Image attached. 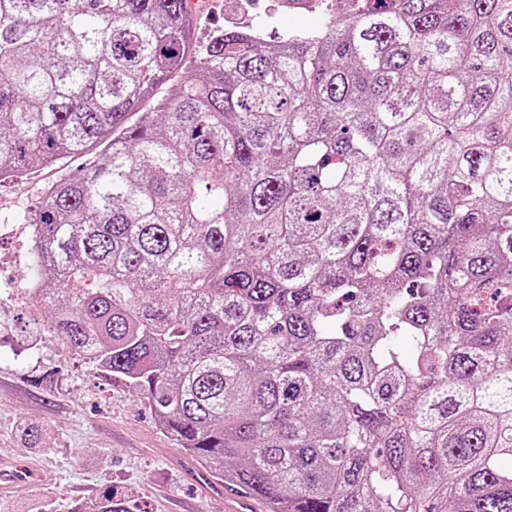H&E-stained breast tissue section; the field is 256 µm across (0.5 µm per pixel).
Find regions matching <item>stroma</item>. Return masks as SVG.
Segmentation results:
<instances>
[{
  "label": "stroma",
  "mask_w": 512,
  "mask_h": 512,
  "mask_svg": "<svg viewBox=\"0 0 512 512\" xmlns=\"http://www.w3.org/2000/svg\"><path fill=\"white\" fill-rule=\"evenodd\" d=\"M272 17L269 34L322 23L323 9L296 13L279 0H212L194 37L237 17ZM85 155L0 183V512H76L111 493L139 512H227L244 493L202 468L156 424L148 403L52 336L43 305H20L32 274L23 233L42 192L86 166Z\"/></svg>",
  "instance_id": "1"
}]
</instances>
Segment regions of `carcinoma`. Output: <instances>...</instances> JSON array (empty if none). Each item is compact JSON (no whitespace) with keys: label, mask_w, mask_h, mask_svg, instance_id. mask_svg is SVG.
I'll list each match as a JSON object with an SVG mask.
<instances>
[{"label":"carcinoma","mask_w":512,"mask_h":512,"mask_svg":"<svg viewBox=\"0 0 512 512\" xmlns=\"http://www.w3.org/2000/svg\"><path fill=\"white\" fill-rule=\"evenodd\" d=\"M188 26L0 0V181L92 156L31 219L52 332L267 512H512V0Z\"/></svg>","instance_id":"1"}]
</instances>
